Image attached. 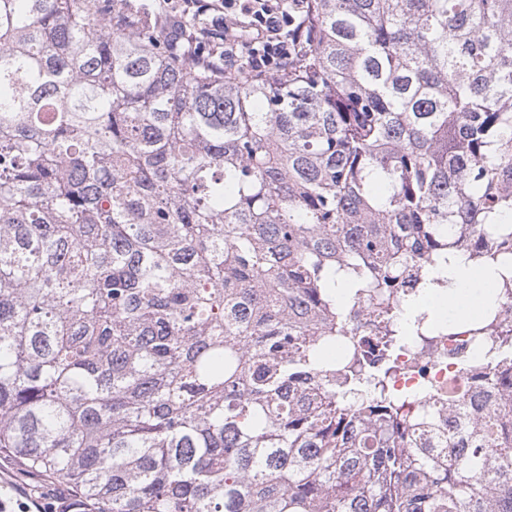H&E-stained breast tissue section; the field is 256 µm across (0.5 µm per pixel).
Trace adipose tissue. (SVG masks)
I'll return each instance as SVG.
<instances>
[{
	"mask_svg": "<svg viewBox=\"0 0 512 512\" xmlns=\"http://www.w3.org/2000/svg\"><path fill=\"white\" fill-rule=\"evenodd\" d=\"M443 274L448 278V287L430 291L427 301L428 308L438 317L453 321L474 315L495 294L492 284L498 277L497 268L477 270L458 257L450 261Z\"/></svg>",
	"mask_w": 512,
	"mask_h": 512,
	"instance_id": "1",
	"label": "adipose tissue"
}]
</instances>
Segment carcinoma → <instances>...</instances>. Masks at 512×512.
I'll return each instance as SVG.
<instances>
[{
	"label": "carcinoma",
	"instance_id": "obj_1",
	"mask_svg": "<svg viewBox=\"0 0 512 512\" xmlns=\"http://www.w3.org/2000/svg\"><path fill=\"white\" fill-rule=\"evenodd\" d=\"M308 3L256 75L129 0H0V451L92 508L512 512L511 337L445 440L327 355L512 248V0ZM351 324L353 333H355L353 334L355 337L353 341L354 352L358 357L362 354L364 359L368 360L372 356L368 353L369 349L363 346L362 342L372 336L373 316L370 308L364 305L356 306L352 311Z\"/></svg>",
	"mask_w": 512,
	"mask_h": 512
}]
</instances>
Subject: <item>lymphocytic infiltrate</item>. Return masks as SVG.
<instances>
[{"mask_svg":"<svg viewBox=\"0 0 512 512\" xmlns=\"http://www.w3.org/2000/svg\"><path fill=\"white\" fill-rule=\"evenodd\" d=\"M164 14L202 17L212 39L209 56L217 68L241 65L265 74L291 60L289 28L308 0H157Z\"/></svg>","mask_w":512,"mask_h":512,"instance_id":"f902f5d3","label":"lymphocytic infiltrate"}]
</instances>
